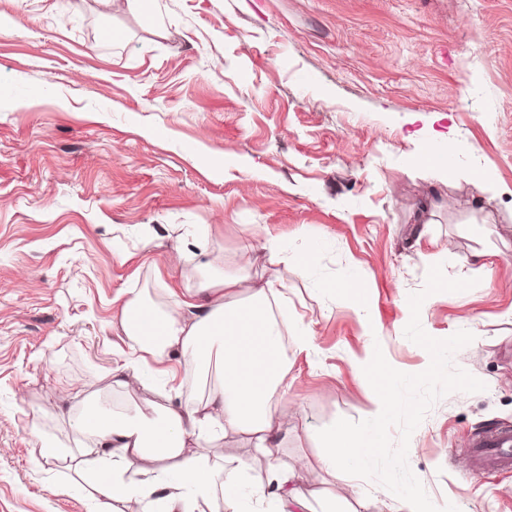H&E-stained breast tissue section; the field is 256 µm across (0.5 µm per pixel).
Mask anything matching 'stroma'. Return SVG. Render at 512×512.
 Instances as JSON below:
<instances>
[{
	"label": "stroma",
	"instance_id": "stroma-1",
	"mask_svg": "<svg viewBox=\"0 0 512 512\" xmlns=\"http://www.w3.org/2000/svg\"><path fill=\"white\" fill-rule=\"evenodd\" d=\"M0 18V512H100L74 470L89 443L77 418L199 391L177 355L153 389L113 386L120 298L245 258L261 286L285 255L312 265L284 289L288 435L273 458L324 489L306 512H390L376 481L325 469L317 432L365 419L356 364L374 346L425 370L403 330L437 263L477 284L429 296L421 324L472 332L476 355L453 364L486 389L439 400L408 466L436 505L512 512V470L469 451L512 427V0H0ZM445 150L443 173L427 157ZM177 247L191 259L173 272ZM357 273L359 303L343 288ZM224 459L247 477L205 512H276L268 459L234 437Z\"/></svg>",
	"mask_w": 512,
	"mask_h": 512
}]
</instances>
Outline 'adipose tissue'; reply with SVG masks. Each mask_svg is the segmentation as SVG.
Wrapping results in <instances>:
<instances>
[{
  "mask_svg": "<svg viewBox=\"0 0 512 512\" xmlns=\"http://www.w3.org/2000/svg\"><path fill=\"white\" fill-rule=\"evenodd\" d=\"M281 278L256 286L246 268L204 266L192 288L168 290V304L132 293L119 311V326L132 360L112 369L114 385L149 386L139 362L161 363L182 356L214 379L185 403L157 411L154 403L127 419L108 411L81 415L78 425L92 443L82 455L83 480L102 498H156L162 512H190L216 492H228L237 470L224 466V440L239 437L245 447L270 456L283 426V323L274 314L287 280L308 274L305 259L282 262ZM141 461L138 480L128 466Z\"/></svg>",
  "mask_w": 512,
  "mask_h": 512,
  "instance_id": "adipose-tissue-1",
  "label": "adipose tissue"
}]
</instances>
